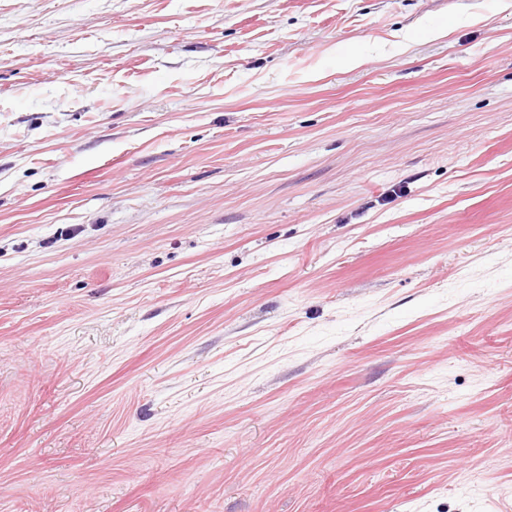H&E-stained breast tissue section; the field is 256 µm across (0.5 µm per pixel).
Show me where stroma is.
Returning a JSON list of instances; mask_svg holds the SVG:
<instances>
[{
	"label": "stroma",
	"instance_id": "obj_1",
	"mask_svg": "<svg viewBox=\"0 0 512 512\" xmlns=\"http://www.w3.org/2000/svg\"><path fill=\"white\" fill-rule=\"evenodd\" d=\"M0 512H512V0H0Z\"/></svg>",
	"mask_w": 512,
	"mask_h": 512
}]
</instances>
